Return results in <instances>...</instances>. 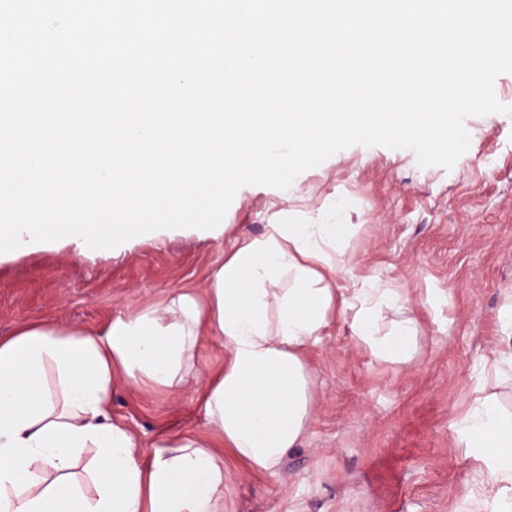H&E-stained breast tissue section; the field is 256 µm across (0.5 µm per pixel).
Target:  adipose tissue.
I'll use <instances>...</instances> for the list:
<instances>
[{"instance_id": "obj_1", "label": "adipose tissue", "mask_w": 512, "mask_h": 512, "mask_svg": "<svg viewBox=\"0 0 512 512\" xmlns=\"http://www.w3.org/2000/svg\"><path fill=\"white\" fill-rule=\"evenodd\" d=\"M343 224H275L246 240L212 274L205 294L180 290L161 308L115 318L104 333L49 322L0 338V512H224L225 455L245 469L274 472L306 438L316 382L306 360L335 311L354 310V337L381 361L415 351L413 318L379 334V306L393 298L365 277L340 288ZM292 288L272 298L263 283L281 268ZM224 342V367L203 395L207 430L163 441L151 453L110 419L112 384L176 388L187 380L203 334ZM54 370L63 398L45 390ZM460 432L479 468L473 492L512 512V416L496 395L476 399ZM96 451L94 492L72 469Z\"/></svg>"}]
</instances>
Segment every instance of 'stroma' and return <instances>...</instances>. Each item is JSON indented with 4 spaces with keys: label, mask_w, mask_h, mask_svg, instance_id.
<instances>
[{
    "label": "stroma",
    "mask_w": 512,
    "mask_h": 512,
    "mask_svg": "<svg viewBox=\"0 0 512 512\" xmlns=\"http://www.w3.org/2000/svg\"><path fill=\"white\" fill-rule=\"evenodd\" d=\"M468 150L452 169L420 168L412 151L353 145L302 172L291 190L241 187L221 237L190 231L78 251L58 240L0 255V337L35 321L104 332L117 316L203 291L241 236L272 224H344L345 259L358 277L409 289L383 304L379 328L414 317L417 353L406 363L359 346L352 313L333 318L308 355L316 416L303 445L271 474L229 463L224 512H491L471 491L478 466L458 422L484 390L512 411V385L489 372L512 302V116L465 121ZM224 343L199 342L175 389L117 381L111 415L143 452L164 438L205 431L202 394Z\"/></svg>",
    "instance_id": "obj_1"
}]
</instances>
